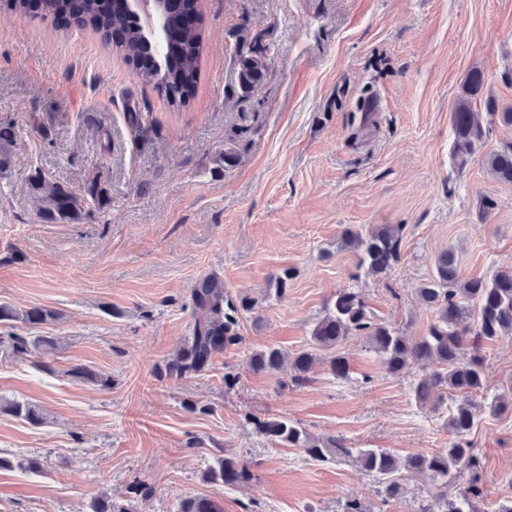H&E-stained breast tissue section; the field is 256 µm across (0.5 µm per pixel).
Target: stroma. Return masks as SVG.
Segmentation results:
<instances>
[{
	"label": "stroma",
	"mask_w": 512,
	"mask_h": 512,
	"mask_svg": "<svg viewBox=\"0 0 512 512\" xmlns=\"http://www.w3.org/2000/svg\"><path fill=\"white\" fill-rule=\"evenodd\" d=\"M205 39L188 106L143 84L116 50L80 27L0 13V129L10 157L0 173V304L55 312L25 336H54L27 359L0 349V399L38 405L41 425L0 412V512H91L101 497L137 512H177L209 496L224 512H420L437 490L401 469L398 499L350 459L313 463L303 449L272 447L246 414H278L311 438L386 448L399 458L447 447V405L412 395L419 367L386 374L362 336L314 350L308 383L289 369L257 373L251 352L311 348L314 322L343 288L361 292L375 319L419 337L435 310L419 288L452 250L461 279L512 268V183L484 154L512 140L491 120L486 96L512 103V0H202ZM265 51L268 68L250 94L237 86L240 41ZM484 75L472 101L483 150L465 167L452 152V107L468 74ZM137 122H130V113ZM233 153L225 162V153ZM84 193L82 219L37 213L33 175ZM494 207L480 216L479 201ZM403 225L402 258L384 278L366 276L344 249V229ZM290 269L283 296L268 280ZM224 280L232 300L257 299L239 319L240 344L207 372L168 376L194 323L191 290ZM312 349V348H311ZM350 371L332 375V355ZM486 383L470 441L483 503L512 498V336L483 345ZM87 367L111 387L76 379ZM239 380L226 387V372ZM252 461L234 487L210 483L223 454ZM34 459L38 470L23 469Z\"/></svg>",
	"instance_id": "1"
}]
</instances>
